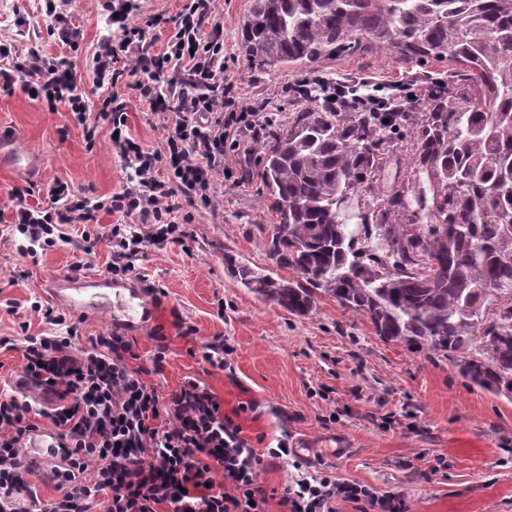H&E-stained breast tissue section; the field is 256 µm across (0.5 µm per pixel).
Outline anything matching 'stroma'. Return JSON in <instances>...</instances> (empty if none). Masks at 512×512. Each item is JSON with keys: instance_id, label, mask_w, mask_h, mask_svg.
<instances>
[{"instance_id": "1", "label": "stroma", "mask_w": 512, "mask_h": 512, "mask_svg": "<svg viewBox=\"0 0 512 512\" xmlns=\"http://www.w3.org/2000/svg\"><path fill=\"white\" fill-rule=\"evenodd\" d=\"M107 2L0 0V43L22 58L34 48L49 59L68 57L91 76L97 42L117 33L108 21ZM251 2L216 0L201 23L206 35L215 26L224 29V80L232 85L236 105L284 123L302 105L294 85L322 77L364 82L401 97L424 86L455 89L453 63L408 65L378 44L308 68H256L239 39ZM59 15L77 31L74 45L52 35ZM112 94L126 103L129 134L146 149H162L167 114L152 111L123 80L91 94V111ZM1 131L14 136L36 165L29 172L0 166V336L25 329L37 335L47 326L30 306L37 300L53 305L49 285L75 262L72 243L83 227L62 225L63 242L33 258L23 255L25 238L9 225L11 190L30 189L28 203L40 204L41 186L58 179L105 199L122 186L125 172L110 145L108 123L98 122L94 136H87L67 106L48 111L31 99L20 79L12 93L0 94ZM261 147L252 142L245 177L215 175V206L191 208L187 247L149 251L143 262L163 293L153 302L152 320L135 338L145 362L155 352V334L168 338L163 368L152 377L159 393L175 391L187 376L215 392L255 449L265 488L292 483L293 463L301 459L310 474L328 473L381 495H400L410 512H512V398L472 384L446 353L381 341L366 318L332 299L298 317L261 301L234 279L228 258L269 263L260 227L273 218L258 177ZM183 323L193 326L194 335L180 337ZM215 337L223 338L228 350L221 369L193 355ZM281 441L289 443L291 454L271 462L267 451Z\"/></svg>"}]
</instances>
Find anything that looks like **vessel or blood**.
<instances>
[{
	"instance_id": "vessel-or-blood-1",
	"label": "vessel or blood",
	"mask_w": 512,
	"mask_h": 512,
	"mask_svg": "<svg viewBox=\"0 0 512 512\" xmlns=\"http://www.w3.org/2000/svg\"><path fill=\"white\" fill-rule=\"evenodd\" d=\"M50 293L59 303L82 311L102 308L112 315V323L129 330L149 322L154 314L145 290L103 275H67L51 283Z\"/></svg>"
}]
</instances>
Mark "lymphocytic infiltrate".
Instances as JSON below:
<instances>
[{
    "label": "lymphocytic infiltrate",
    "instance_id": "1",
    "mask_svg": "<svg viewBox=\"0 0 512 512\" xmlns=\"http://www.w3.org/2000/svg\"><path fill=\"white\" fill-rule=\"evenodd\" d=\"M131 0H124L117 23L120 41L101 39L93 54V84L114 85L131 78L141 99L174 113L164 128L166 148L151 151L126 134L125 105L104 102L100 117L111 126V145L126 180L104 200L72 194L54 181L42 188L50 207H35L26 193H11V222L27 236L24 252L53 235L57 225L97 223L99 212L115 215L107 237L115 279L135 278L145 290L159 289L142 273L149 249L186 245V206L212 207L215 174H232L228 154L258 139L270 121L250 108L225 111L224 33L203 35L200 24L214 10L213 0H187L165 49L148 53L146 32L163 24L155 15L141 24L129 21ZM0 90L11 91L15 77L26 80L36 101L55 109L67 105L74 121L86 125L89 97L75 64L68 58L46 61L38 53L13 60L0 44ZM34 315L51 325L50 334L0 336V350H20L27 380L51 397L36 408L15 393L0 390V512H268L278 498L284 512H334L336 500L357 504L361 512H409L404 499L382 496L330 475L301 478L272 491L258 480L259 460L238 424L225 415L217 395L196 378H185L171 394L159 395L149 381L168 351L156 335L150 366L140 365L135 339L120 328L77 345L79 327L54 308L33 302ZM56 434L48 451L59 457L48 478L57 498L42 502L25 476L38 466L29 452L42 421Z\"/></svg>",
    "mask_w": 512,
    "mask_h": 512
}]
</instances>
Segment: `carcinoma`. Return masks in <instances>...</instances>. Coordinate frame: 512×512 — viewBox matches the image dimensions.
I'll return each mask as SVG.
<instances>
[{"label": "carcinoma", "instance_id": "1", "mask_svg": "<svg viewBox=\"0 0 512 512\" xmlns=\"http://www.w3.org/2000/svg\"><path fill=\"white\" fill-rule=\"evenodd\" d=\"M365 40L448 59L462 83L412 106L409 173L384 189L397 132L376 113L315 98L278 126L259 173L272 267L233 273L296 316L329 297L382 341L446 352L498 394L512 387V0H253L241 27L261 69Z\"/></svg>", "mask_w": 512, "mask_h": 512}]
</instances>
